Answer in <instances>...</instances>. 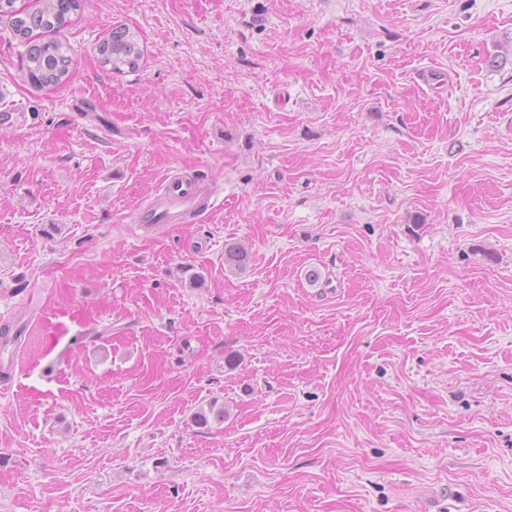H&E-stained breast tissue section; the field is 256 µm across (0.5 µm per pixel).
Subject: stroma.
I'll return each instance as SVG.
<instances>
[{"instance_id":"obj_1","label":"stroma","mask_w":512,"mask_h":512,"mask_svg":"<svg viewBox=\"0 0 512 512\" xmlns=\"http://www.w3.org/2000/svg\"><path fill=\"white\" fill-rule=\"evenodd\" d=\"M59 38L37 89L0 20V512H512V0H83ZM176 173L217 208L141 230ZM98 54L105 65L112 70L124 71L127 67L134 71L140 66L144 50L137 36L125 27L112 28V33L99 44Z\"/></svg>"}]
</instances>
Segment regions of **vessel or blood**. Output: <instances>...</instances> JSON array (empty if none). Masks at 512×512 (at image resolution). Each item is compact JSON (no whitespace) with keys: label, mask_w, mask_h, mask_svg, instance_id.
Here are the masks:
<instances>
[{"label":"vessel or blood","mask_w":512,"mask_h":512,"mask_svg":"<svg viewBox=\"0 0 512 512\" xmlns=\"http://www.w3.org/2000/svg\"><path fill=\"white\" fill-rule=\"evenodd\" d=\"M205 204L198 184L188 177L167 178L161 192L143 207L138 224L151 228L159 224H182Z\"/></svg>","instance_id":"1"}]
</instances>
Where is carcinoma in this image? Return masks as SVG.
I'll list each match as a JSON object with an SVG mask.
<instances>
[{"label": "carcinoma", "instance_id": "cac0c4a2", "mask_svg": "<svg viewBox=\"0 0 512 512\" xmlns=\"http://www.w3.org/2000/svg\"><path fill=\"white\" fill-rule=\"evenodd\" d=\"M17 0H0V19L8 23L26 46V76L38 87H49L66 81L73 58L70 49L52 34L64 29L71 14L80 9L81 0H36V9L17 7ZM98 54L104 64L115 71L136 70L144 50L137 36L124 27H115L99 44ZM250 261V254L237 244L224 249V265L231 270H242ZM224 420V407L209 403L208 409L196 413L198 424L206 426L210 420Z\"/></svg>", "mask_w": 512, "mask_h": 512}]
</instances>
